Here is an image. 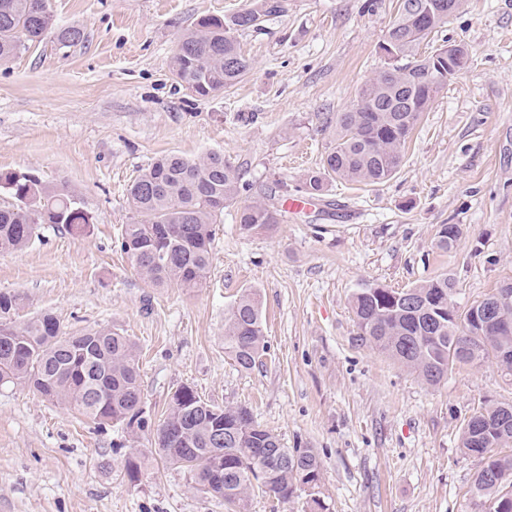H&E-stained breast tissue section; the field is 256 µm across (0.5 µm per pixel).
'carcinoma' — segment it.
<instances>
[{
  "instance_id": "obj_1",
  "label": "carcinoma",
  "mask_w": 512,
  "mask_h": 512,
  "mask_svg": "<svg viewBox=\"0 0 512 512\" xmlns=\"http://www.w3.org/2000/svg\"><path fill=\"white\" fill-rule=\"evenodd\" d=\"M280 11L276 0L228 17L206 16L181 34L172 71L185 88L208 96L224 91L251 68L237 34ZM448 22V0H400L398 17L381 50L390 67L367 80L352 107L336 115L334 145L319 169L306 179L303 194L322 196L335 180L378 184L403 165V148L423 113L464 68L468 50L442 45L424 55L422 42ZM52 35L61 47L86 41L78 27L56 23L49 0H0V62ZM240 175L220 152L189 159L166 154L127 189L132 213L115 247L140 276L156 288H200L211 265L216 226L224 209L240 195ZM0 252L21 250L44 224L75 235L90 232L92 217L79 195L21 171H0ZM243 234L281 223L282 210L253 202L237 207ZM457 224H443L437 245L448 250L460 239ZM455 284L446 276L401 291L366 286L351 295L361 339L426 383L448 378L459 364L481 363L509 353L501 369L512 377V282L486 296L500 298L498 319L481 335L469 311L458 310ZM22 303L19 294L0 293V385H24L45 400L73 409L100 428L121 425L132 437L153 434L166 460L192 474L196 489L220 497L230 512H250L260 489L287 504L300 492L310 496V512H321V462L312 448H283L279 439L240 406H217L186 386L171 396L164 417L153 421L145 408L136 343L109 326L66 335L52 312L19 325L2 321ZM262 311L257 294H242L224 320V353L244 371L264 352ZM473 427L462 428L460 448L483 458L472 496L474 512H512V403L482 404ZM224 477L217 478L215 462Z\"/></svg>"
}]
</instances>
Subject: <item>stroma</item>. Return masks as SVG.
I'll return each instance as SVG.
<instances>
[{"instance_id":"35a3bbf8","label":"stroma","mask_w":512,"mask_h":512,"mask_svg":"<svg viewBox=\"0 0 512 512\" xmlns=\"http://www.w3.org/2000/svg\"><path fill=\"white\" fill-rule=\"evenodd\" d=\"M250 0H50L84 44L52 40L0 63V170L75 190L83 236L42 225L0 253L10 320L50 310L65 331L108 325L140 351L143 399L160 419L181 386L247 408L287 448L314 449L327 512H470L480 457L459 446L481 402H512L496 362L459 365L431 386L357 335L352 293L454 280L458 307L512 279V0H466L421 51L464 44L465 68L423 115L399 172L382 184L336 181L322 206L246 235L224 212L203 287L156 288L114 246L130 220L126 190L159 156L218 151L241 174L240 203L277 204L320 165L326 121L383 71L397 0H284L238 34L249 73L224 92L179 85L171 60L184 28ZM463 236L437 246L441 225ZM261 298L267 349L256 367L224 354V319ZM143 459L137 480L125 460ZM0 512H228L149 435L98 428L22 387L0 386Z\"/></svg>"}]
</instances>
